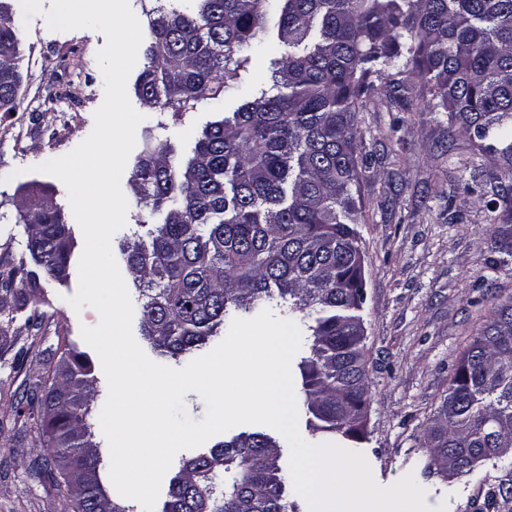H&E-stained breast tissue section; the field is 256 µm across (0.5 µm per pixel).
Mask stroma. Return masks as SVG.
Returning a JSON list of instances; mask_svg holds the SVG:
<instances>
[{"label": "stroma", "instance_id": "stroma-1", "mask_svg": "<svg viewBox=\"0 0 512 512\" xmlns=\"http://www.w3.org/2000/svg\"><path fill=\"white\" fill-rule=\"evenodd\" d=\"M43 12L21 31L25 82L15 112L0 116V261H28V230L16 203L29 184L53 194L72 227L74 255L84 239L75 224L65 185L38 166L72 151L92 131L104 100L96 53L105 36L92 29L50 30ZM202 107L167 119L156 137L175 154L189 156L203 125ZM367 168L362 183L361 236L365 274L362 315L371 399L359 446L376 482L388 486L413 473L425 502L447 512H512V465L490 460L451 478L426 470L425 431L448 393L457 363L492 312L494 295H512V260L490 248L492 231L512 233V222H491L497 187L487 182L465 191L475 173L495 169L492 156L471 150L442 112L422 110L416 88H382L357 115ZM128 201L125 226L112 238L117 264L122 247L148 240L161 215L139 221L142 209L123 172ZM41 330L28 331L29 307L7 301L17 315L0 337V512H64L50 483L34 479L32 463L46 455L39 431L17 414L25 388L47 375L59 339L88 351L82 326L99 321L90 307L74 311L68 299L77 276L42 281Z\"/></svg>", "mask_w": 512, "mask_h": 512}]
</instances>
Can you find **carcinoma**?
Segmentation results:
<instances>
[{"instance_id":"cac0c4a2","label":"carcinoma","mask_w":512,"mask_h":512,"mask_svg":"<svg viewBox=\"0 0 512 512\" xmlns=\"http://www.w3.org/2000/svg\"><path fill=\"white\" fill-rule=\"evenodd\" d=\"M169 0L148 12L135 93L180 117L221 110L245 86L252 54L265 49L268 14L283 47L270 60L271 94H247L205 126L192 156L178 161L148 138L131 179L138 203L157 213L148 242L123 249L145 276L142 335L176 361L221 335L231 321L265 309L302 328L299 393L313 434L359 443L351 415L371 398L360 279L362 138L355 116L385 84H419L418 100L445 112L469 144L497 156L491 179L512 190V0ZM18 25L0 0V114L22 88ZM19 221L40 273L0 268V293L40 299L39 276L70 277V228L33 184ZM512 219V195L491 200ZM30 287H16L18 274ZM51 375L26 391L50 455L34 464L56 483L68 512H126L112 500L90 422V359L65 343ZM439 464L474 471L512 445V296L494 304L464 350L428 429ZM288 474L272 437L242 432L183 462L163 512H291Z\"/></svg>"}]
</instances>
